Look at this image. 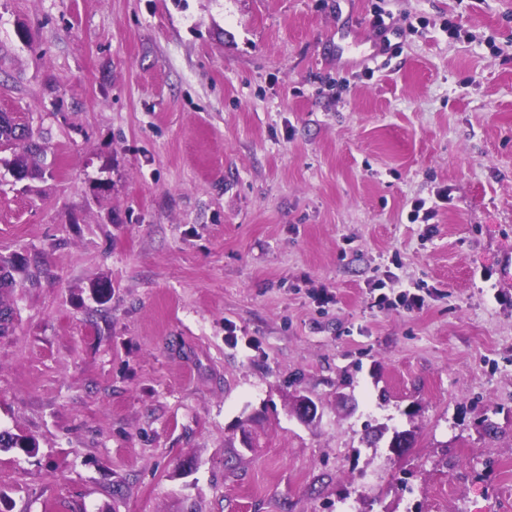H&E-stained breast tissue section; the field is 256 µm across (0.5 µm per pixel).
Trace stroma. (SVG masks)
Here are the masks:
<instances>
[{
  "instance_id": "35a3bbf8",
  "label": "stroma",
  "mask_w": 512,
  "mask_h": 512,
  "mask_svg": "<svg viewBox=\"0 0 512 512\" xmlns=\"http://www.w3.org/2000/svg\"><path fill=\"white\" fill-rule=\"evenodd\" d=\"M0 111L6 512H512V0H0ZM32 130L19 123L11 124L7 120L0 121V153L13 150L20 142L26 143L22 153L13 151V158L7 163L14 170L17 179H24L28 176L23 170L16 168L17 166L29 167V159L31 155L41 150V146L32 140Z\"/></svg>"
}]
</instances>
